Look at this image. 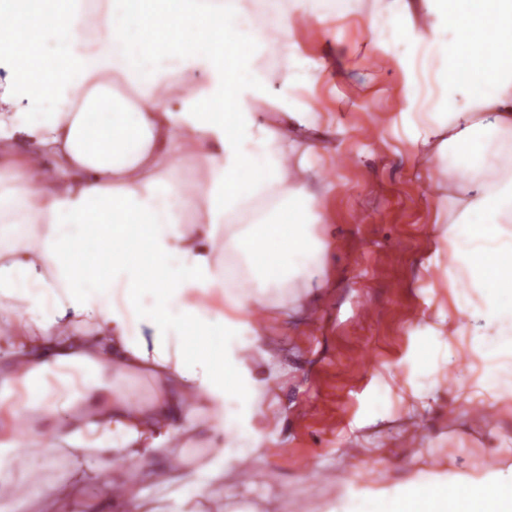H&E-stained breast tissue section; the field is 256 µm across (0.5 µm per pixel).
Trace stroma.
Wrapping results in <instances>:
<instances>
[{
	"label": "stroma",
	"mask_w": 512,
	"mask_h": 512,
	"mask_svg": "<svg viewBox=\"0 0 512 512\" xmlns=\"http://www.w3.org/2000/svg\"><path fill=\"white\" fill-rule=\"evenodd\" d=\"M344 18L297 27L300 53L327 58L304 91L315 117L319 178L311 180L327 242L323 272L297 280L288 318L266 323L267 349L252 357L267 379L260 398L273 418L248 456L224 454L218 493L203 489L201 512H344L350 500L378 499L408 480L444 482L512 467V400L466 404L474 377L412 379L407 357L440 303L433 205L439 169L415 171L394 129L403 103L391 53L366 31L359 0H340ZM426 390L415 410L404 398ZM386 401L378 415L367 404Z\"/></svg>",
	"instance_id": "stroma-1"
}]
</instances>
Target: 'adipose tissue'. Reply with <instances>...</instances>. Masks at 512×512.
Masks as SVG:
<instances>
[{"instance_id":"ef3b65f1","label":"adipose tissue","mask_w":512,"mask_h":512,"mask_svg":"<svg viewBox=\"0 0 512 512\" xmlns=\"http://www.w3.org/2000/svg\"><path fill=\"white\" fill-rule=\"evenodd\" d=\"M287 2L247 19L242 0H190L206 38L157 33L158 68L128 46L149 0H117L90 56L88 0L27 16L40 61L0 79V491L33 512H69L90 483L98 512H142L150 491L219 485L224 435L252 448L263 330L240 315H270L327 249L306 187L318 149L286 134L312 126L300 91L322 65L294 51L304 18ZM366 22L404 46L398 128L445 174L449 306L410 370L436 373L464 337L477 395L512 397V0H388ZM188 159L204 178L178 181ZM191 440L213 454L189 471ZM36 449L65 482L39 487ZM442 497L449 512L512 507V468L407 482L385 512Z\"/></svg>"}]
</instances>
